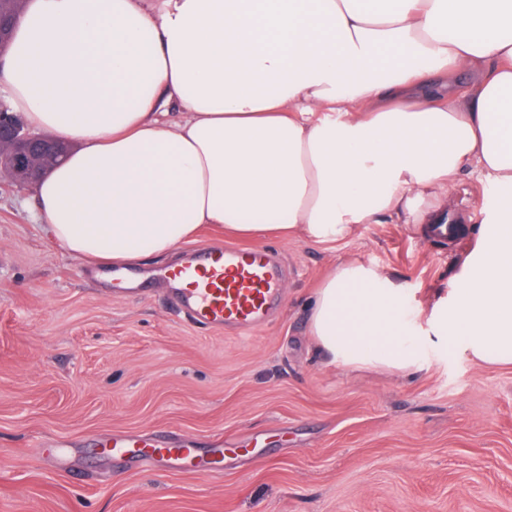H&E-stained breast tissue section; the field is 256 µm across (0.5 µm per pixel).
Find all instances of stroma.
Wrapping results in <instances>:
<instances>
[{
	"label": "stroma",
	"mask_w": 512,
	"mask_h": 512,
	"mask_svg": "<svg viewBox=\"0 0 512 512\" xmlns=\"http://www.w3.org/2000/svg\"><path fill=\"white\" fill-rule=\"evenodd\" d=\"M486 189L448 199L465 233L363 224L336 246L261 239L285 296L245 335L170 303L165 258L132 268L135 294L50 237L31 188L0 181V512H512V365L425 347L413 374L337 366L308 315L331 267L359 259L425 306L477 244ZM115 431L206 448L247 441L213 475L116 460ZM67 451L63 468L41 445Z\"/></svg>",
	"instance_id": "stroma-1"
}]
</instances>
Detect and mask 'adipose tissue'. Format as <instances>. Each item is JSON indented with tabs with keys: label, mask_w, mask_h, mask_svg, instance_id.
<instances>
[{
	"label": "adipose tissue",
	"mask_w": 512,
	"mask_h": 512,
	"mask_svg": "<svg viewBox=\"0 0 512 512\" xmlns=\"http://www.w3.org/2000/svg\"><path fill=\"white\" fill-rule=\"evenodd\" d=\"M0 82L74 143L35 211L93 264L173 257L206 224L329 246L385 219L434 235L471 170L493 199L446 296L406 309L399 283L345 261L310 328L344 367L407 374L438 342L512 364V0H28Z\"/></svg>",
	"instance_id": "obj_1"
}]
</instances>
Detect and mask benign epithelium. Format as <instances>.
<instances>
[{
    "label": "benign epithelium",
    "mask_w": 512,
    "mask_h": 512,
    "mask_svg": "<svg viewBox=\"0 0 512 512\" xmlns=\"http://www.w3.org/2000/svg\"><path fill=\"white\" fill-rule=\"evenodd\" d=\"M61 150L62 143L58 139L36 134L5 115L0 117V174L8 176L10 182L35 184L48 172L40 159Z\"/></svg>",
    "instance_id": "benign-epithelium-1"
}]
</instances>
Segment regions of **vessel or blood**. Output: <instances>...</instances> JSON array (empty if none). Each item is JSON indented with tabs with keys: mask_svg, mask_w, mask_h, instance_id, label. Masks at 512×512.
I'll list each match as a JSON object with an SVG mask.
<instances>
[{
	"mask_svg": "<svg viewBox=\"0 0 512 512\" xmlns=\"http://www.w3.org/2000/svg\"><path fill=\"white\" fill-rule=\"evenodd\" d=\"M169 279L181 281L171 297L173 306L185 310L195 323L215 329L232 327L249 333L265 323L269 311L282 301L284 284L266 248L228 246L217 253L192 255ZM108 448L113 457H142L181 470L201 466L213 473L224 469L223 442L211 448L169 445L155 437L133 438L113 434Z\"/></svg>",
	"mask_w": 512,
	"mask_h": 512,
	"instance_id": "b4317fda",
	"label": "vessel or blood"
}]
</instances>
